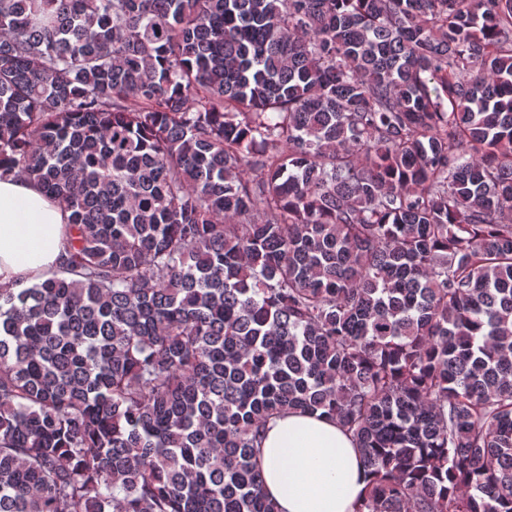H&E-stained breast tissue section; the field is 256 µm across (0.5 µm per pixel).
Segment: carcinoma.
I'll list each match as a JSON object with an SVG mask.
<instances>
[{
    "label": "carcinoma",
    "mask_w": 512,
    "mask_h": 512,
    "mask_svg": "<svg viewBox=\"0 0 512 512\" xmlns=\"http://www.w3.org/2000/svg\"><path fill=\"white\" fill-rule=\"evenodd\" d=\"M0 170L70 212L0 290V512H512V0H0ZM318 415L288 412L265 425L257 460L277 512H353L367 487L351 436Z\"/></svg>",
    "instance_id": "cac0c4a2"
}]
</instances>
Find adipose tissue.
Wrapping results in <instances>:
<instances>
[{
    "mask_svg": "<svg viewBox=\"0 0 512 512\" xmlns=\"http://www.w3.org/2000/svg\"><path fill=\"white\" fill-rule=\"evenodd\" d=\"M69 214L33 182L0 175V289L18 292L58 273ZM277 512H353L368 474L351 436L300 412L271 418L257 454Z\"/></svg>",
    "mask_w": 512,
    "mask_h": 512,
    "instance_id": "ef3b65f1",
    "label": "adipose tissue"
}]
</instances>
